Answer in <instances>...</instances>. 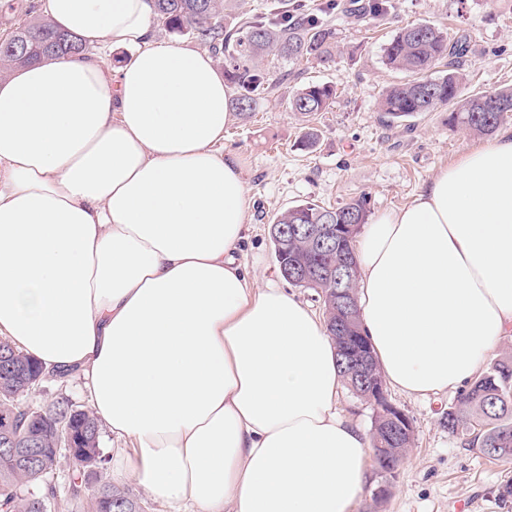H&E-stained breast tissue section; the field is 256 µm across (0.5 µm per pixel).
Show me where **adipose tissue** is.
Returning a JSON list of instances; mask_svg holds the SVG:
<instances>
[{
    "label": "adipose tissue",
    "mask_w": 512,
    "mask_h": 512,
    "mask_svg": "<svg viewBox=\"0 0 512 512\" xmlns=\"http://www.w3.org/2000/svg\"><path fill=\"white\" fill-rule=\"evenodd\" d=\"M86 53L0 76V336L83 379L113 466L170 512H351L371 441L327 329L239 259L236 93L156 41L154 0H44ZM386 382L472 381L512 330V136L465 152L358 238Z\"/></svg>",
    "instance_id": "obj_1"
}]
</instances>
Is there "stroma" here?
Returning <instances> with one entry per match:
<instances>
[{
    "instance_id": "obj_1",
    "label": "stroma",
    "mask_w": 512,
    "mask_h": 512,
    "mask_svg": "<svg viewBox=\"0 0 512 512\" xmlns=\"http://www.w3.org/2000/svg\"><path fill=\"white\" fill-rule=\"evenodd\" d=\"M336 28L335 60L291 64L269 58L273 75L295 71L297 80L279 85L250 116L235 115L224 131L225 153L243 163L251 218L242 262L258 280L280 281L269 228L280 212L306 202L340 206L367 196L370 216L409 204L440 168L485 143V136L451 130L444 111L425 112L387 125L379 108L383 91L407 80L387 67L384 49L402 27L428 23L449 39L468 36L470 51L461 61L468 88L512 87V0H388L380 18L365 14L373 0H291ZM332 82L336 101L314 119L321 132L315 149L298 144L300 116L287 99L297 85ZM458 396L451 390L418 398L389 390L390 401L413 421L415 441L393 477L382 478L369 464L365 491L353 512H512V500H499L500 485L512 479V462L493 461L478 449L462 447L442 418ZM68 400L91 407L79 378L60 382L44 377L28 394L46 407ZM390 494L376 501L378 486Z\"/></svg>"
}]
</instances>
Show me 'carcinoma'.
I'll return each instance as SVG.
<instances>
[{
    "label": "carcinoma",
    "mask_w": 512,
    "mask_h": 512,
    "mask_svg": "<svg viewBox=\"0 0 512 512\" xmlns=\"http://www.w3.org/2000/svg\"><path fill=\"white\" fill-rule=\"evenodd\" d=\"M156 17L165 27L191 37L224 60V78L234 84L239 111H254L259 101L274 91L288 75L274 78L261 66L262 58L272 54L288 62L333 61L336 51V28L328 22H315L301 10L260 12L231 25L224 18V0H155ZM469 48L467 37L455 40L430 24L406 26L396 33L385 48L386 64L410 74V79L385 90L380 110L387 122L394 124L420 112L448 111V126L465 128L490 135L502 123L506 110L490 102L512 107V87L477 93L466 91L465 77L459 71L460 59ZM85 45L77 37L55 29L45 20L24 24L0 39V74L15 66L48 57L80 53ZM444 67V75L431 77V71ZM336 100V86L312 83L297 89L288 98V108L305 118L300 144L312 149L319 131L310 125L311 118L327 111ZM368 218L367 199L360 196L350 202L327 208L307 202L290 208L275 219L284 227L287 240L280 244V257L288 270L280 275L288 283L316 293L314 301L323 309V321L331 338H336V281L315 274L320 267L333 266L355 256L357 225ZM304 224H335L338 233L333 254L323 255L300 238L292 229ZM9 354L13 369L4 372L0 361V413H10L14 425L0 427V512H47V504L57 499V487L51 476L65 466L70 472L65 508L80 512H145L129 489L103 476V455L99 448L100 428L92 411L73 410L68 401L49 406L66 421L69 431L34 418L27 411L24 394L37 385L45 373L29 355L0 340V358ZM444 427L469 448H493L492 458L512 460V355L504 356L479 373L448 408ZM40 434V443L22 453L24 437L31 431ZM82 439L83 447L98 456L95 469L88 470L71 462L58 448L65 434ZM372 449L385 448L393 462L413 442L403 439L390 442L387 424L374 420L371 429ZM96 481L92 493H85L90 480Z\"/></svg>",
    "instance_id": "carcinoma-1"
}]
</instances>
